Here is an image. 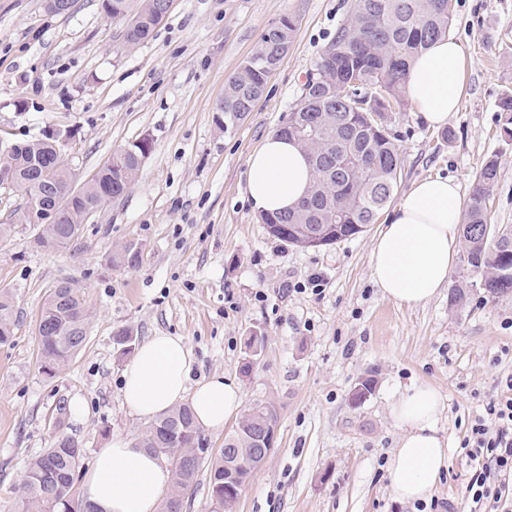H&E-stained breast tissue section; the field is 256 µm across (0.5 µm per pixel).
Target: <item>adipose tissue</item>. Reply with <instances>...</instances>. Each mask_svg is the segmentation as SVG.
<instances>
[{"instance_id":"ef3b65f1","label":"adipose tissue","mask_w":512,"mask_h":512,"mask_svg":"<svg viewBox=\"0 0 512 512\" xmlns=\"http://www.w3.org/2000/svg\"><path fill=\"white\" fill-rule=\"evenodd\" d=\"M465 73L463 48L451 37L434 41L411 60L406 92L429 126L447 125L458 111ZM313 179L305 151L277 133L267 135L248 158L246 192L261 213L295 206ZM463 212L454 180L435 175L412 183L371 243V277L384 297L412 306L431 300L447 285L460 250ZM193 365L183 337H150L124 369V403L147 419L185 403L201 428L222 430L241 409V387L221 374L190 382ZM442 409L440 394L428 385L408 389L391 408L402 429L388 464L399 500L426 498L448 467L447 444L436 428ZM169 480L160 457L115 438L83 475L81 497L90 512H158Z\"/></svg>"}]
</instances>
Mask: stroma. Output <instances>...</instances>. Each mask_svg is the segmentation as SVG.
<instances>
[{"label": "stroma", "mask_w": 512, "mask_h": 512, "mask_svg": "<svg viewBox=\"0 0 512 512\" xmlns=\"http://www.w3.org/2000/svg\"><path fill=\"white\" fill-rule=\"evenodd\" d=\"M354 0H174L152 37L124 44L121 21L100 0H76L65 15L44 0H0V157L10 145L60 129L64 158L83 184L113 151L153 142L133 187L105 203L61 250L11 224L24 198L0 185V289L15 297L18 328L0 345V512L23 495L28 459L58 435L77 440L92 463L113 438L138 440L146 425L124 404L115 334L137 343L183 337L193 379L238 378L244 405L280 407L276 448L231 512H417L395 500L388 461L401 436L390 406L415 384L444 400L437 423L448 471L432 492L451 512H469L472 467L461 447L475 418L512 377V293L492 299L470 288L450 306L464 270L452 269L431 301L407 306L383 297L369 254L378 230L315 249L269 236L246 193L250 152L278 131L315 63L347 20ZM451 36L467 57L465 91L448 119L453 136L422 119L412 100L386 123L401 152L394 198L417 179L440 175L470 196L488 160L491 221L512 226V136L499 100L512 91V0H452ZM297 27L292 46L246 118L224 127L216 108L224 86L262 34L283 17ZM143 248L134 270L110 268L117 246ZM63 281L80 288L90 311L87 343L54 378L39 370L36 321ZM265 338L250 377L241 365L251 333ZM365 378L374 387L353 404ZM65 413H58V405Z\"/></svg>", "instance_id": "1"}]
</instances>
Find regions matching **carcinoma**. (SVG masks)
Masks as SVG:
<instances>
[{
	"label": "carcinoma",
	"mask_w": 512,
	"mask_h": 512,
	"mask_svg": "<svg viewBox=\"0 0 512 512\" xmlns=\"http://www.w3.org/2000/svg\"><path fill=\"white\" fill-rule=\"evenodd\" d=\"M160 0H101V9L125 21V43L148 40L163 17ZM453 23L452 0H355L346 23L322 52L316 76L303 85L301 98L279 129L306 151L315 180L300 204L284 213L262 214L269 235L291 246L308 249L333 245L364 232L391 200L401 171L400 150L389 135L385 112L390 100L401 101L409 62L435 40L448 36ZM296 28L291 17L264 32L252 53L227 81L217 111L224 121L241 119L242 109L254 108L269 78L290 48ZM503 130L512 134V93L499 101ZM152 141L138 142L112 153L111 158L80 187L61 159L58 139L45 134L11 146L0 167L13 169L24 182L25 203L17 223L37 230L36 243L48 250L68 247L82 230V217L102 195L122 197L134 184ZM497 178V162L482 167L470 195L462 235L464 264L471 285L496 298L512 293V229L485 234L490 223L489 187ZM56 207L68 209L63 224L34 223L30 214ZM142 248L127 242L109 255L110 267L134 270ZM89 310L80 289L62 284L48 296L36 324L42 374L63 370L87 342ZM16 328L13 294L0 290V345L12 341ZM280 412L272 398L259 399L224 437L226 448H252L261 423H278ZM138 443L159 456L178 453L185 465L171 470V489L162 512H178L183 496L195 483L205 448L203 430L191 408L183 405L149 423ZM84 448L69 436L31 458L23 472L25 496L16 512H81L76 474ZM224 491V453L210 459L209 495L212 512H226L244 483Z\"/></svg>",
	"instance_id": "carcinoma-1"
}]
</instances>
